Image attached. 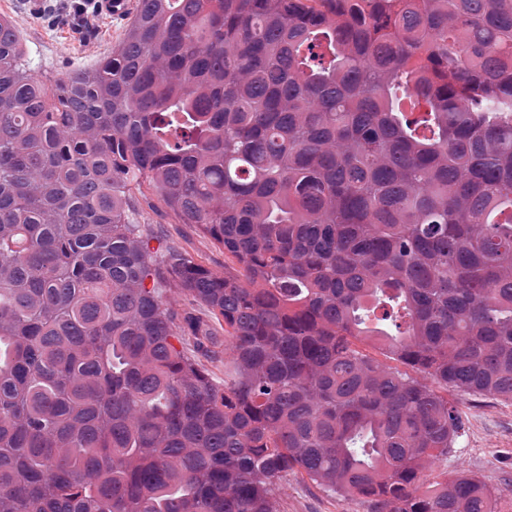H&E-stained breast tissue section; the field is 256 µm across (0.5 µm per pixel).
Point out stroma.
<instances>
[{
	"mask_svg": "<svg viewBox=\"0 0 512 512\" xmlns=\"http://www.w3.org/2000/svg\"><path fill=\"white\" fill-rule=\"evenodd\" d=\"M12 17L23 34L26 60L40 75L61 77L91 67L108 55L123 33L127 20L106 19L97 14L80 23L68 20L62 7L34 17L23 0H0V14ZM133 205L140 223L163 245L182 251L194 264L223 272L228 258L222 246L203 235L196 225L181 223L178 217L141 185ZM464 427L447 462L436 463L433 474L465 471L477 476L499 494V512H512V402L491 396L451 395ZM279 512H368L360 500H344L316 487L293 473L284 480L278 500Z\"/></svg>",
	"mask_w": 512,
	"mask_h": 512,
	"instance_id": "35a3bbf8",
	"label": "stroma"
}]
</instances>
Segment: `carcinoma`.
Wrapping results in <instances>:
<instances>
[{
    "instance_id": "cac0c4a2",
    "label": "carcinoma",
    "mask_w": 512,
    "mask_h": 512,
    "mask_svg": "<svg viewBox=\"0 0 512 512\" xmlns=\"http://www.w3.org/2000/svg\"><path fill=\"white\" fill-rule=\"evenodd\" d=\"M142 178L238 267L151 251ZM450 389L512 401V0H136L51 85L0 16V512H497L424 479ZM223 341V345L220 348H216L218 351L216 355L208 354L205 355L202 352L197 351L193 344L188 345L189 352L201 361L204 369L219 383H224V336H220ZM223 351V353H222ZM279 512H368L362 500H344L316 487L300 474H288L278 500Z\"/></svg>"
}]
</instances>
